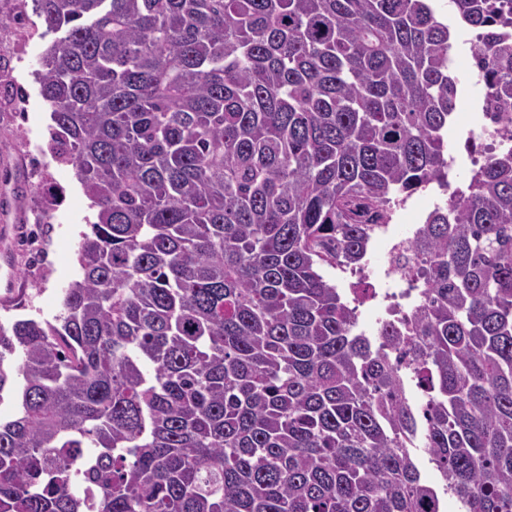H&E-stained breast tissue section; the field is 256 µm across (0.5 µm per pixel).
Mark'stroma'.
<instances>
[{
    "instance_id": "35a3bbf8",
    "label": "stroma",
    "mask_w": 512,
    "mask_h": 512,
    "mask_svg": "<svg viewBox=\"0 0 512 512\" xmlns=\"http://www.w3.org/2000/svg\"><path fill=\"white\" fill-rule=\"evenodd\" d=\"M34 0H0V226L10 230L16 284L0 288V327L33 317L54 321L62 291L79 274L82 232L95 212L71 165L50 150L51 112L39 94L36 73L56 38L37 23ZM439 20L455 27L451 57L467 79L458 85L455 110L476 112L481 87L471 71L472 35L459 28L448 0H435Z\"/></svg>"
}]
</instances>
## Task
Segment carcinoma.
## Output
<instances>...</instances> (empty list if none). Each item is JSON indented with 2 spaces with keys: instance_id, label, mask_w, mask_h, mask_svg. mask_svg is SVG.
Segmentation results:
<instances>
[{
  "instance_id": "obj_1",
  "label": "carcinoma",
  "mask_w": 512,
  "mask_h": 512,
  "mask_svg": "<svg viewBox=\"0 0 512 512\" xmlns=\"http://www.w3.org/2000/svg\"><path fill=\"white\" fill-rule=\"evenodd\" d=\"M37 2L96 221L58 324L0 330V512H512V147L407 244L410 316L367 336L325 274L448 188L433 0ZM450 5L512 110V0Z\"/></svg>"
}]
</instances>
